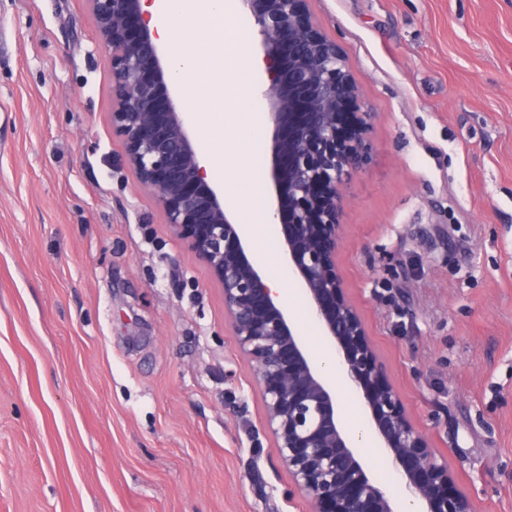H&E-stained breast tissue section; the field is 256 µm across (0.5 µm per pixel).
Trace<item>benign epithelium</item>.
Wrapping results in <instances>:
<instances>
[{
	"mask_svg": "<svg viewBox=\"0 0 512 512\" xmlns=\"http://www.w3.org/2000/svg\"><path fill=\"white\" fill-rule=\"evenodd\" d=\"M88 2L112 52V126L167 223L189 234L191 249L224 290L232 333L252 364L265 426L293 490L310 512H396L337 424L336 392L249 260L224 196L206 181L142 0ZM239 2L263 53L262 95L273 125L269 206L282 224L293 273L334 345L346 386L362 396L375 437L419 512H472L470 495L456 487L448 464L406 417L336 271L342 188L364 160L360 137L338 153L330 148L340 99L356 93L344 58L315 30L305 0H273L267 10L256 9V0Z\"/></svg>",
	"mask_w": 512,
	"mask_h": 512,
	"instance_id": "benign-epithelium-1",
	"label": "benign epithelium"
}]
</instances>
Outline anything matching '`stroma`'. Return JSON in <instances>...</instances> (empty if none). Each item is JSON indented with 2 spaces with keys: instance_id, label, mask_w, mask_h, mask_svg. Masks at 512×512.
I'll return each instance as SVG.
<instances>
[{
  "instance_id": "stroma-1",
  "label": "stroma",
  "mask_w": 512,
  "mask_h": 512,
  "mask_svg": "<svg viewBox=\"0 0 512 512\" xmlns=\"http://www.w3.org/2000/svg\"><path fill=\"white\" fill-rule=\"evenodd\" d=\"M367 156L336 266L475 512H512V0H307ZM87 0H0V512H307L209 266L112 126ZM280 224L248 256L280 281Z\"/></svg>"
}]
</instances>
